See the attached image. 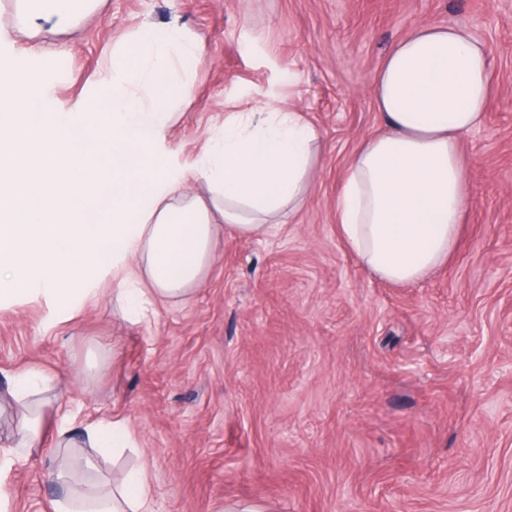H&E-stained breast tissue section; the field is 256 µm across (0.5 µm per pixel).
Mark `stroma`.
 Here are the masks:
<instances>
[{
    "label": "stroma",
    "mask_w": 512,
    "mask_h": 512,
    "mask_svg": "<svg viewBox=\"0 0 512 512\" xmlns=\"http://www.w3.org/2000/svg\"><path fill=\"white\" fill-rule=\"evenodd\" d=\"M0 0V61L64 59L41 82L56 101L104 103L102 73L142 25L202 48L180 71L163 160L189 166L230 112L257 101L301 112L323 152L303 205L266 233L220 234L190 299L134 324L111 278L72 320L42 298L0 306V437L21 408L15 373L55 376L43 446L0 471L8 512H56L59 430L116 419L132 448L94 455L112 489L145 469L152 512H512V0H100L66 31L15 29ZM424 23L488 43L493 88L466 133L469 206L447 263L410 285L365 269L336 232L354 151L383 131L369 84L391 45Z\"/></svg>",
    "instance_id": "35a3bbf8"
}]
</instances>
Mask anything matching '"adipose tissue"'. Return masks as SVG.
Returning <instances> with one entry per match:
<instances>
[{"label": "adipose tissue", "mask_w": 512, "mask_h": 512, "mask_svg": "<svg viewBox=\"0 0 512 512\" xmlns=\"http://www.w3.org/2000/svg\"><path fill=\"white\" fill-rule=\"evenodd\" d=\"M197 42L181 30L144 26L113 52L105 108L65 110L21 68L0 69V304L26 297L67 303L89 270L111 276L122 315L151 320L157 304L190 296L208 276L216 237H242L295 211L319 158L316 132L300 113L262 105L234 112L188 173L160 156L170 105L190 98L176 76ZM488 45L463 25L422 24L387 52L372 75L386 126L354 153L336 198V225L364 267L394 284L416 283L446 263L469 202L460 137L479 127L491 93ZM148 88L150 99L139 91ZM203 180L209 196L186 191ZM52 379L12 377L9 394L31 404L16 445L0 448V467L40 447L38 410ZM146 470L112 492L59 512H145Z\"/></svg>", "instance_id": "ef3b65f1"}]
</instances>
